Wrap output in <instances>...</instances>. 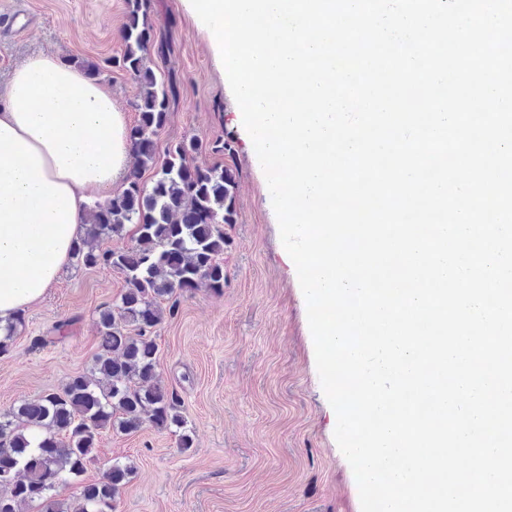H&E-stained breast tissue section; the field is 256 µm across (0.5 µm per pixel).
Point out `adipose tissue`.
<instances>
[{"label":"adipose tissue","mask_w":512,"mask_h":512,"mask_svg":"<svg viewBox=\"0 0 512 512\" xmlns=\"http://www.w3.org/2000/svg\"><path fill=\"white\" fill-rule=\"evenodd\" d=\"M0 109V326L40 301L110 197L131 155L125 116L101 83L38 53Z\"/></svg>","instance_id":"1"}]
</instances>
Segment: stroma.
Wrapping results in <instances>:
<instances>
[{"instance_id":"obj_1","label":"stroma","mask_w":512,"mask_h":512,"mask_svg":"<svg viewBox=\"0 0 512 512\" xmlns=\"http://www.w3.org/2000/svg\"><path fill=\"white\" fill-rule=\"evenodd\" d=\"M17 9L28 26L0 30V106L13 69L45 52L79 68L97 65L98 82L136 122V86L111 63L121 51L124 0H0V15ZM152 19L147 64L177 89L157 147L203 141L197 163L230 167L237 180V221L224 227L223 291L181 292L155 330L159 381L176 393L194 445L180 450L175 432L149 422L128 434L103 431L84 474L67 478L57 496L76 500L117 460L135 470L116 512H361L355 476L334 438L336 414L316 368L306 300L213 35L189 0H153ZM124 288L116 271L66 265L43 300L23 311L0 354V413L89 370L98 311ZM61 323L64 340L36 345Z\"/></svg>"}]
</instances>
